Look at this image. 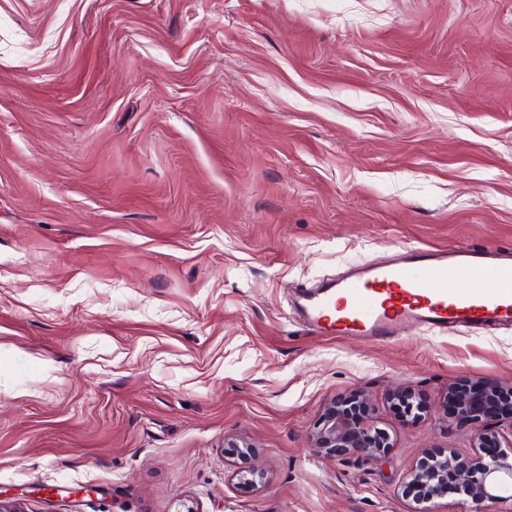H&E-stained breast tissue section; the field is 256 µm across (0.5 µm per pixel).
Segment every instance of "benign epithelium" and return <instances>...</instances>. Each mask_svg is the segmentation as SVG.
Listing matches in <instances>:
<instances>
[{"label":"benign epithelium","instance_id":"benign-epithelium-1","mask_svg":"<svg viewBox=\"0 0 512 512\" xmlns=\"http://www.w3.org/2000/svg\"><path fill=\"white\" fill-rule=\"evenodd\" d=\"M479 397L465 391L452 392L454 414L461 420L472 421L470 435L473 454L462 461L454 452L435 454L420 461L407 476L408 487L415 491L416 500L423 504L418 512H434L432 504L447 494L441 488L448 469L455 471L456 483L462 498L451 512H486L490 504H506L503 512H512V439L482 424L490 415L486 399L498 401L506 391L493 383L484 385ZM358 403L334 400L327 404L317 427L311 434L312 447L320 449L352 448L369 461H378L393 447L391 435L371 417L358 416L355 405L371 408L363 396ZM388 407L397 414L418 419L421 410L413 404V395L406 388H397L387 397Z\"/></svg>","mask_w":512,"mask_h":512}]
</instances>
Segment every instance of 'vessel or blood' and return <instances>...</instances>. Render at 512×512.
<instances>
[{
    "label": "vessel or blood",
    "mask_w": 512,
    "mask_h": 512,
    "mask_svg": "<svg viewBox=\"0 0 512 512\" xmlns=\"http://www.w3.org/2000/svg\"><path fill=\"white\" fill-rule=\"evenodd\" d=\"M313 327L339 336L392 339L408 328L479 329L512 323V249L400 250L302 293Z\"/></svg>",
    "instance_id": "obj_1"
}]
</instances>
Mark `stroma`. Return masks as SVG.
I'll use <instances>...</instances> for the list:
<instances>
[{"label": "stroma", "mask_w": 512, "mask_h": 512, "mask_svg": "<svg viewBox=\"0 0 512 512\" xmlns=\"http://www.w3.org/2000/svg\"><path fill=\"white\" fill-rule=\"evenodd\" d=\"M409 246L512 248V0H0V500L412 512L512 327L375 342L292 305ZM359 391L377 462L310 444ZM411 401H413V395L406 388H396L387 397L388 407L392 411L405 417L419 419L422 408L417 409Z\"/></svg>", "instance_id": "obj_1"}]
</instances>
